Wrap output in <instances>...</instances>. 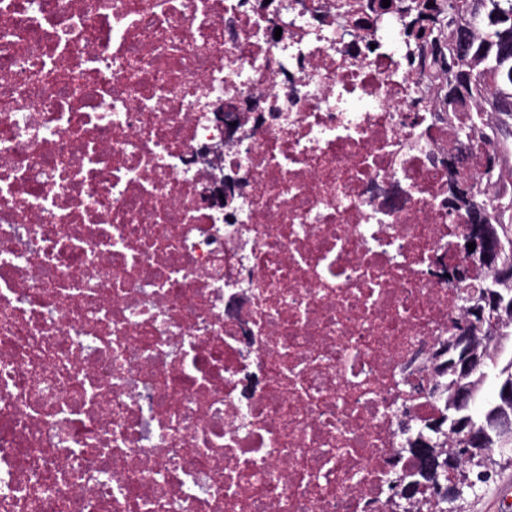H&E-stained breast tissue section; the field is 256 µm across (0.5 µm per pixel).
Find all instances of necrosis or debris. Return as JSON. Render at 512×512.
<instances>
[{
	"instance_id": "necrosis-or-debris-1",
	"label": "necrosis or debris",
	"mask_w": 512,
	"mask_h": 512,
	"mask_svg": "<svg viewBox=\"0 0 512 512\" xmlns=\"http://www.w3.org/2000/svg\"><path fill=\"white\" fill-rule=\"evenodd\" d=\"M283 2L0 0V512H391L451 135L395 15Z\"/></svg>"
}]
</instances>
